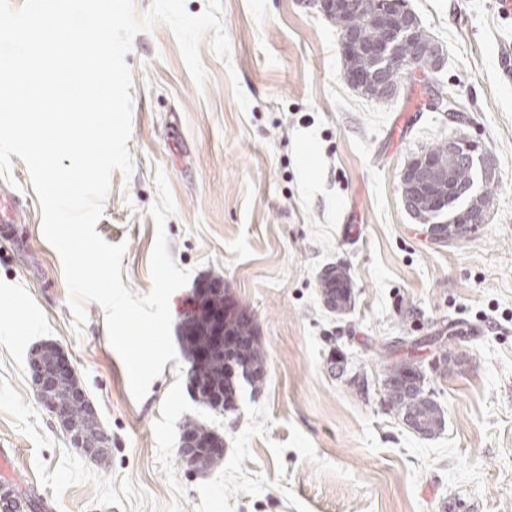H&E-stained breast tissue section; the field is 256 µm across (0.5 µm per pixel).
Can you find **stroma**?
Instances as JSON below:
<instances>
[{"instance_id":"stroma-1","label":"stroma","mask_w":512,"mask_h":512,"mask_svg":"<svg viewBox=\"0 0 512 512\" xmlns=\"http://www.w3.org/2000/svg\"><path fill=\"white\" fill-rule=\"evenodd\" d=\"M407 5L447 62L386 103L345 82L340 34L312 0H222L229 59L202 41L200 88L164 24L125 57L134 169L112 171L96 230L124 244V286L149 293L163 173L176 207L168 250L191 272L169 300L172 336L218 280L263 351L262 383L237 380L224 413L195 401L181 348L134 399L104 310L86 303L79 322L69 309L28 169L12 157L0 190L17 183L31 221L0 240V446L15 451L19 492L43 494L46 512H512V79L499 63L512 18L494 0ZM442 88L455 111L432 110ZM456 134L488 152L494 174L475 186L484 223L443 246L405 209L400 175ZM331 266L350 276L342 313L319 286ZM44 343L65 351L111 438L102 461L71 447L31 388ZM407 356L445 414L436 436L385 404L388 366ZM193 422L223 438L220 467L181 461Z\"/></svg>"}]
</instances>
